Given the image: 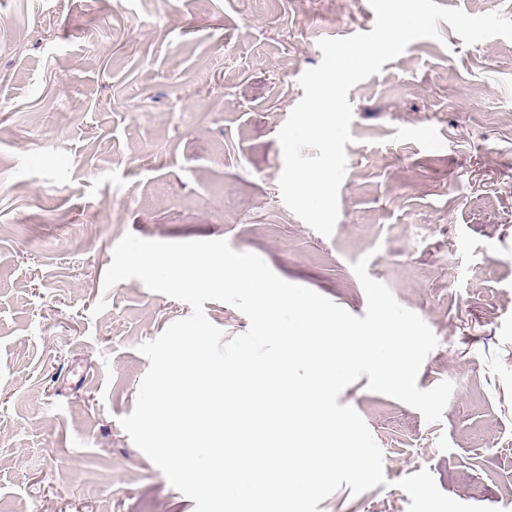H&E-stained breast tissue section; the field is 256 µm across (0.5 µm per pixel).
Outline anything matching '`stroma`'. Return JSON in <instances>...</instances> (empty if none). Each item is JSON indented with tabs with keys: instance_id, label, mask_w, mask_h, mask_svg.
I'll use <instances>...</instances> for the list:
<instances>
[{
	"instance_id": "obj_1",
	"label": "stroma",
	"mask_w": 512,
	"mask_h": 512,
	"mask_svg": "<svg viewBox=\"0 0 512 512\" xmlns=\"http://www.w3.org/2000/svg\"><path fill=\"white\" fill-rule=\"evenodd\" d=\"M368 2L0 0V512H195L119 423L139 345L191 312L135 279L103 290L129 232L226 240L359 317L368 258L439 341L418 387L454 389L430 424L368 376L346 387L387 482L319 512H408L398 482L424 468L512 512V41L441 21L349 91L331 236L278 187L299 77L319 39L371 31Z\"/></svg>"
}]
</instances>
